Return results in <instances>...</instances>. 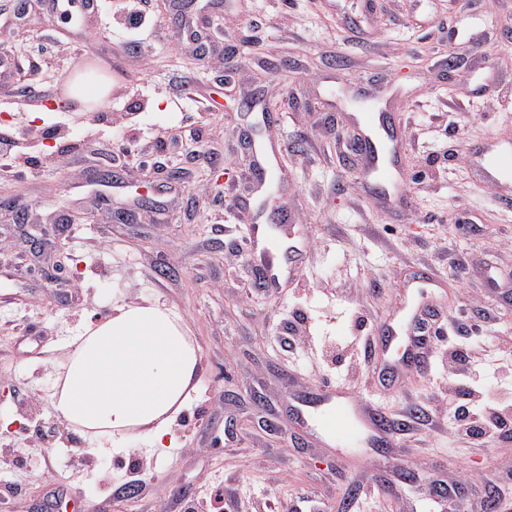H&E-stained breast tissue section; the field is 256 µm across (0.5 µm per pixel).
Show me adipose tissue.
<instances>
[{"instance_id":"adipose-tissue-1","label":"adipose tissue","mask_w":512,"mask_h":512,"mask_svg":"<svg viewBox=\"0 0 512 512\" xmlns=\"http://www.w3.org/2000/svg\"><path fill=\"white\" fill-rule=\"evenodd\" d=\"M198 349L156 301L115 306L68 352L51 395L57 416L107 443L138 431L162 441L195 388Z\"/></svg>"}]
</instances>
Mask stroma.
Masks as SVG:
<instances>
[{
    "instance_id": "obj_1",
    "label": "stroma",
    "mask_w": 512,
    "mask_h": 512,
    "mask_svg": "<svg viewBox=\"0 0 512 512\" xmlns=\"http://www.w3.org/2000/svg\"><path fill=\"white\" fill-rule=\"evenodd\" d=\"M26 3L21 13L0 0V39L36 74L23 91L0 84V140L41 176L0 172V195L27 210L45 247L30 255L13 212L0 211V512H65L74 497L79 512H180L215 491L222 512H283L302 487L322 512H435L430 483L461 470L488 474L512 502V434L476 449L454 438L452 417L432 424L448 375L437 354L388 389L328 358L356 314L381 323L405 273L430 270L438 310L474 356L475 386L512 395L497 349L512 338V247L498 240L512 227V192L464 166L471 143L512 138V0H141L160 24L138 33L122 23V0H102L97 37ZM205 3L218 27L201 60L181 48L172 18ZM74 42L97 59L83 75L112 82L108 111L58 106L72 75L58 61ZM366 106L398 115L405 132L399 184L411 204L398 214L365 187L353 150L323 135H358ZM103 167L119 182L97 184ZM176 167L184 184L164 185ZM149 180L164 186L159 205L136 209ZM120 207L130 221L115 220ZM274 207L308 245L272 292L239 249ZM59 261L63 280L46 283L41 268ZM144 299L179 314L199 346L195 390L169 427L171 448L134 433L100 450L57 417L53 384L87 324ZM298 309L307 321L284 343V318ZM324 385L396 419L418 414V430L382 449L299 434L289 402ZM254 394L269 404L268 426L252 422ZM228 416L240 424L231 440ZM14 448L39 469H16ZM132 452L139 492L127 500ZM20 477L25 495L5 498ZM361 478L395 493L361 500Z\"/></svg>"
}]
</instances>
